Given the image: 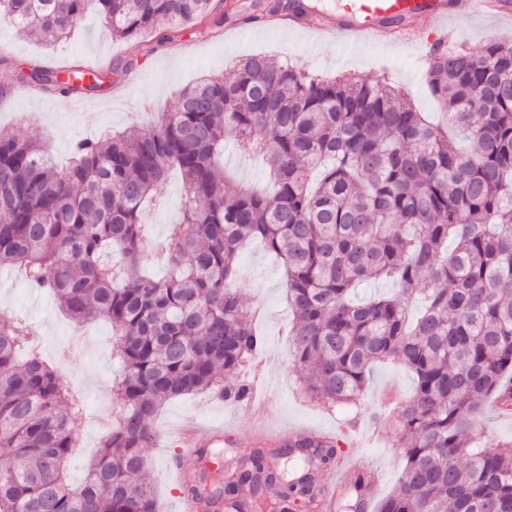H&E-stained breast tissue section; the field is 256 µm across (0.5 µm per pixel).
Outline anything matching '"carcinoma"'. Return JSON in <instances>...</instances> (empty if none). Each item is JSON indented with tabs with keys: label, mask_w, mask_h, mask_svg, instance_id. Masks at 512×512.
Listing matches in <instances>:
<instances>
[{
	"label": "carcinoma",
	"mask_w": 512,
	"mask_h": 512,
	"mask_svg": "<svg viewBox=\"0 0 512 512\" xmlns=\"http://www.w3.org/2000/svg\"><path fill=\"white\" fill-rule=\"evenodd\" d=\"M214 10V0H0V17L49 42L91 12L114 39L159 29L175 42ZM119 73L76 64L64 79L32 66L15 81L76 96ZM426 85L448 126L382 78H326L256 54L182 89L148 133L75 142L64 169L38 140L0 133V267L22 268L75 323L108 321L124 369L118 419L72 484L79 399L27 323L0 319V512H155L142 449L160 407L248 393L240 375L262 344L258 312L228 283L256 239L284 265L307 395L346 408L376 363L414 375L397 411L404 465L376 512H512V446L475 437L491 397L512 405V40L432 50ZM228 140L265 159L272 193L225 176ZM173 172L182 211L168 275L155 280L138 272L143 216ZM368 280L391 282L394 295L354 299ZM297 448L317 469L341 457L331 437ZM371 482L353 471L350 512ZM264 483L279 512L313 491L254 454L224 495L244 484L261 495Z\"/></svg>",
	"instance_id": "obj_1"
}]
</instances>
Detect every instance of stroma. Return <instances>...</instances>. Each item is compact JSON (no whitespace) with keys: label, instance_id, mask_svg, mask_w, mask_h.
I'll use <instances>...</instances> for the list:
<instances>
[{"label":"stroma","instance_id":"stroma-1","mask_svg":"<svg viewBox=\"0 0 512 512\" xmlns=\"http://www.w3.org/2000/svg\"><path fill=\"white\" fill-rule=\"evenodd\" d=\"M222 27L201 22L188 26L181 40L159 45L156 34L145 32L136 42L117 41L109 35L104 20L88 15L74 36L60 43L39 41L0 19V128L39 139L59 164H66L73 143L82 137H103L107 130L135 126L151 129L158 113L170 107L175 89L198 77L226 73L232 60L256 53L285 58L301 69L321 75L352 73L364 79L385 77L398 84L406 96L432 120L442 118V109L429 94L420 58L428 42L402 45L380 40L367 46L324 39L310 27L288 28L261 19L256 0H234ZM498 30L512 31V18L479 15L469 0H455V16L445 28L449 46H474L491 39ZM80 59L106 67L130 64L128 75L117 83L84 95L62 97L38 95L14 82L16 68L35 64L58 68ZM163 204L149 211L143 232L168 237L180 214L183 185L171 176L162 190ZM246 310H259L257 326L263 337L261 356L270 362L268 398L271 430H312L340 436L348 462L368 459L378 471L381 494L397 485L401 459L386 436L384 424L397 415L396 402H386L392 388L398 400L409 397L413 376L391 364L375 365L362 400L348 408H331L306 398L294 367L293 348L287 335L292 314L284 300V270L258 243L238 256L237 276L232 283ZM21 316L32 325L47 361H54L58 346L72 327L52 296L31 290L22 272L0 267V317ZM88 340L69 349V362L60 374L82 400L84 410L75 418L79 447L68 464L72 483H79L86 463L103 439L97 428L102 412L112 406L111 389L120 372L113 357L115 338L103 320L86 323ZM222 425L220 445L223 468L237 471L240 449L251 447L253 416L247 402H227L211 392L195 393L166 402L152 423L154 440L144 451L157 512H177L181 489L169 477L167 465L183 457L171 446V435L186 420Z\"/></svg>","mask_w":512,"mask_h":512}]
</instances>
